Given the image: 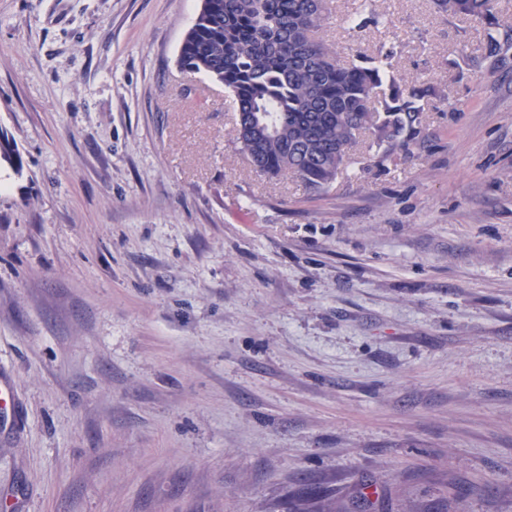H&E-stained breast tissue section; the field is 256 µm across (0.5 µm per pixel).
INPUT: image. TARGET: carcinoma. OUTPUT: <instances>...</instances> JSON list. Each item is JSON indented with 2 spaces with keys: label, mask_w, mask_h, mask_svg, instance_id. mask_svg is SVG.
I'll list each match as a JSON object with an SVG mask.
<instances>
[{
  "label": "carcinoma",
  "mask_w": 512,
  "mask_h": 512,
  "mask_svg": "<svg viewBox=\"0 0 512 512\" xmlns=\"http://www.w3.org/2000/svg\"><path fill=\"white\" fill-rule=\"evenodd\" d=\"M497 0H436L439 12L493 28ZM327 0H202L180 46L181 68L224 84L238 111L264 133L235 129L254 169L293 173L313 193L329 186L360 134L370 132L384 161L423 132L428 87H404L391 55L343 63L314 37ZM23 168L15 142L0 133V163Z\"/></svg>",
  "instance_id": "obj_1"
}]
</instances>
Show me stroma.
Here are the masks:
<instances>
[{"instance_id": "1", "label": "stroma", "mask_w": 512, "mask_h": 512, "mask_svg": "<svg viewBox=\"0 0 512 512\" xmlns=\"http://www.w3.org/2000/svg\"><path fill=\"white\" fill-rule=\"evenodd\" d=\"M381 23L351 26L359 5ZM202 0H0V498L21 512H512V0H331L426 82L321 193L256 173ZM498 49H490V39ZM439 12L459 17H474L491 30L497 23V0H436ZM5 163L19 174L23 168V161L17 145L4 133H0V164Z\"/></svg>"}]
</instances>
